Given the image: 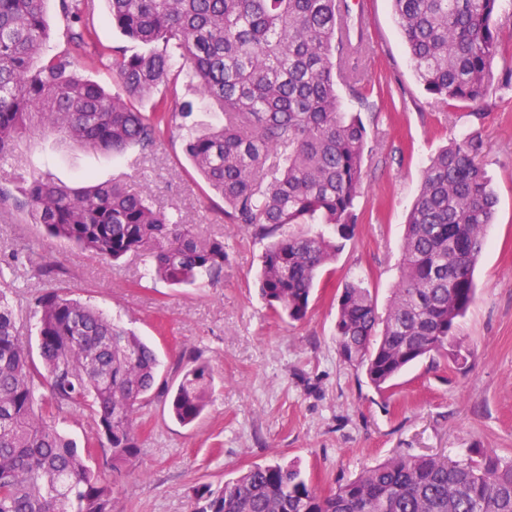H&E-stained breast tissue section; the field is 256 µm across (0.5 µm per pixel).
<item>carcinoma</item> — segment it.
Masks as SVG:
<instances>
[{
    "instance_id": "cac0c4a2",
    "label": "carcinoma",
    "mask_w": 512,
    "mask_h": 512,
    "mask_svg": "<svg viewBox=\"0 0 512 512\" xmlns=\"http://www.w3.org/2000/svg\"><path fill=\"white\" fill-rule=\"evenodd\" d=\"M47 0H0V161L31 135H52L120 155L156 143L162 125L191 114L173 98L145 113L139 103L176 88L172 61L224 123L186 137L193 168L224 200V219L267 241L259 290L269 310L303 320L320 269L351 239L367 130L342 110L336 63L357 50L346 0H107L112 26L143 51L112 55L119 91L79 74L92 42L94 0H59L71 49L48 56ZM424 90L445 102L480 103L497 57L512 61L501 0H391ZM470 133L439 151L423 172L408 215L399 280L385 316L368 289L345 285L336 346L384 392L408 365L468 355L458 320L476 295L475 267L497 198ZM33 223L48 237L97 257L149 259L171 285L224 272V241L154 208L151 188L125 181L83 190L32 175ZM39 359L0 291V512H112V485L86 460L102 450L115 471L139 454L136 420L155 396L181 424L203 413L213 370L197 358L175 388L158 381V359L135 333L58 290L35 297ZM47 390L40 407L35 393ZM86 410L94 433L82 448L55 426L67 408ZM191 512H512V461L492 448L467 457L396 456L322 496L291 462L256 464L214 490H194Z\"/></svg>"
}]
</instances>
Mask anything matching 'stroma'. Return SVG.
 I'll use <instances>...</instances> for the list:
<instances>
[{
    "mask_svg": "<svg viewBox=\"0 0 512 512\" xmlns=\"http://www.w3.org/2000/svg\"><path fill=\"white\" fill-rule=\"evenodd\" d=\"M366 15L365 43L350 61L357 81L338 82L345 111L359 113L368 132L358 224L335 262L317 276L308 315L273 316L259 296L264 244L224 221V202L193 170L184 153L187 130L162 129L154 150L120 157L37 136L20 146L21 163L0 165V289L11 293L21 334L36 333L32 299L51 290L39 276L53 262L67 271L71 298L91 304L154 347L159 377L177 384L194 353L214 371L209 403L184 426L167 403L152 398L137 423L140 452L112 473V512H189L194 488L223 487L250 466L296 460L311 485L328 493L364 468L397 455L492 448L512 460V90L491 86L482 106L442 102L418 82L390 0H348ZM95 0L92 55L139 52ZM464 133L479 134L480 156L497 197L494 221L476 269L477 296L457 338L470 357L465 372L444 358L403 372L391 392L371 386L340 356L335 323L339 294L355 281L386 312L403 261L404 225L430 158ZM40 174L71 187L138 176L150 183L155 207L179 210L185 223L222 239L229 261L220 279L172 286L145 273L136 256L114 264L31 223L20 192Z\"/></svg>",
    "mask_w": 512,
    "mask_h": 512,
    "instance_id": "1",
    "label": "stroma"
}]
</instances>
